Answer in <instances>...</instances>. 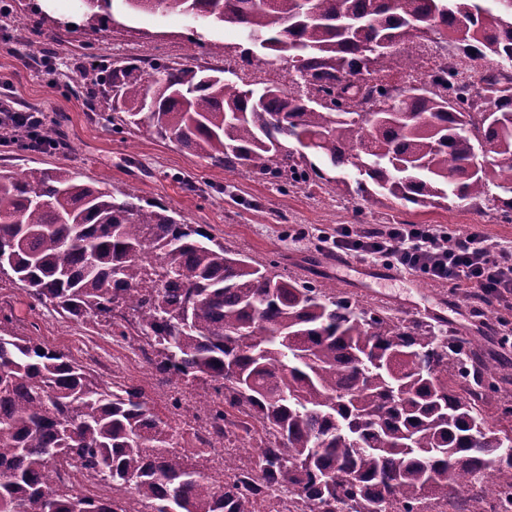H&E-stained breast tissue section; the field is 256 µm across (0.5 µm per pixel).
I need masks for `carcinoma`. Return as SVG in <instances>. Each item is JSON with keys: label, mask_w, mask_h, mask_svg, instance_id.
Returning a JSON list of instances; mask_svg holds the SVG:
<instances>
[{"label": "carcinoma", "mask_w": 512, "mask_h": 512, "mask_svg": "<svg viewBox=\"0 0 512 512\" xmlns=\"http://www.w3.org/2000/svg\"><path fill=\"white\" fill-rule=\"evenodd\" d=\"M90 26L114 0H80ZM259 36L291 58L288 83L243 89L199 66L130 59L99 81L120 126L145 127L213 166L289 184L383 195L414 210L450 197L512 217V12L487 0H121ZM46 14L26 56L43 54ZM467 52L470 83L428 71L421 87L377 74L394 54ZM344 86L318 104L304 88ZM360 175L331 179L310 156ZM374 189H369L364 180ZM502 194H491V188ZM30 305L135 339L165 382L210 384L208 435L250 443L220 474L189 461L144 390L18 333L0 309V512H429L494 492L512 508V362L454 327L366 309L325 281L271 273L134 190L69 170L0 169V275ZM80 463L98 498L60 475Z\"/></svg>", "instance_id": "obj_1"}]
</instances>
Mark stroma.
I'll list each match as a JSON object with an SVG mask.
<instances>
[{"label":"stroma","instance_id":"35a3bbf8","mask_svg":"<svg viewBox=\"0 0 512 512\" xmlns=\"http://www.w3.org/2000/svg\"><path fill=\"white\" fill-rule=\"evenodd\" d=\"M75 0H0V101L14 108L43 113L46 125H59L63 146L44 153L0 146V168L20 171L51 168L78 171L90 178L107 177L113 194L128 189L145 201L173 209L186 224H201L215 240L272 266L275 273L306 280L329 281L366 306H382L402 319L435 317L474 336L483 349L512 359V347L471 315L469 301L447 284L421 274L394 272L383 279L363 277L361 267L384 268V260L350 258L332 251L318 252L320 233H335L337 225L355 221L365 207L371 224H442L448 229L472 224L503 246L512 247V222L495 210L463 203L410 211L384 199L363 206L360 197L340 191L288 187L278 193L268 181L213 166L146 129L113 130L96 120L111 97L110 90L93 84L83 67L95 60L104 65L127 58H159L172 64L226 68L242 88L275 84L287 64L275 57L248 62L247 39L235 28L215 24L204 29L206 39L224 43L221 56L195 51L193 24L178 14L132 13L124 17V31H93L74 9ZM60 19L49 28V51L31 62L27 43L29 20L35 9ZM195 181L187 191L184 180ZM12 308L16 328L34 334L85 359L82 341L89 329L61 318L51 308L31 306L20 285L0 282V307ZM101 354L93 368L104 377L117 376L145 387L160 414H167L166 390L160 389L149 365L129 366L123 348L111 336L98 333Z\"/></svg>","mask_w":512,"mask_h":512}]
</instances>
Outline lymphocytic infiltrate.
<instances>
[{
	"label": "lymphocytic infiltrate",
	"mask_w": 512,
	"mask_h": 512,
	"mask_svg": "<svg viewBox=\"0 0 512 512\" xmlns=\"http://www.w3.org/2000/svg\"><path fill=\"white\" fill-rule=\"evenodd\" d=\"M447 237L454 241L448 248L442 244ZM321 245L346 256L385 259L390 267L452 288L492 295L512 309V248L489 243L478 226L451 233L440 224H388L374 230L342 224Z\"/></svg>",
	"instance_id": "obj_1"
}]
</instances>
